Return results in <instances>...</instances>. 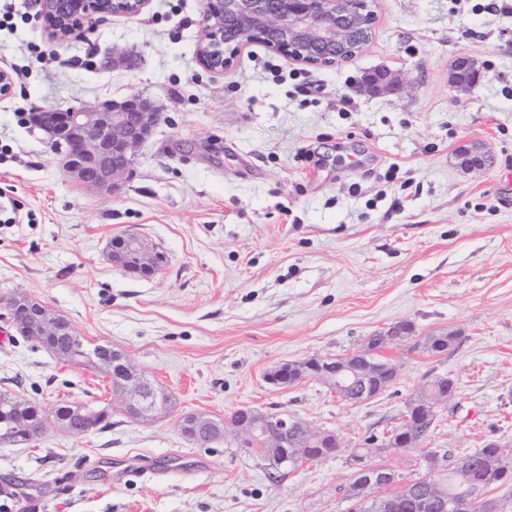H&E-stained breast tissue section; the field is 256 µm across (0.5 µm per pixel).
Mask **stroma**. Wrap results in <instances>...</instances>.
<instances>
[{
  "instance_id": "1",
  "label": "stroma",
  "mask_w": 512,
  "mask_h": 512,
  "mask_svg": "<svg viewBox=\"0 0 512 512\" xmlns=\"http://www.w3.org/2000/svg\"><path fill=\"white\" fill-rule=\"evenodd\" d=\"M150 0L112 15L85 42L56 41L36 63L43 24L0 30V69L24 67L0 98V196L20 219L0 223V297L54 308L92 344L122 351L172 396L169 412L84 435L55 429L0 444V512H348L352 454L401 425L426 381L449 377L427 447L372 454L405 479L439 476L465 448H512V0H375L370 42L355 58L314 66L240 45L231 67L203 68L196 50L205 0ZM125 52L106 71L76 60ZM477 60L481 83L456 92L452 61ZM400 77L397 94L361 91L365 72ZM137 95L161 118L123 191H90L64 172L45 132L19 113ZM493 165L462 170L461 146ZM132 232L164 252L151 279L106 257ZM399 323L394 383L352 405L307 379L280 389L285 361L343 357ZM453 335L433 354L418 339ZM52 415L110 406L104 374L56 359L0 308V392ZM242 407L283 411L343 444L319 462L273 467L235 440L200 448L180 416Z\"/></svg>"
}]
</instances>
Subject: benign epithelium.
<instances>
[{"label": "benign epithelium", "mask_w": 512, "mask_h": 512, "mask_svg": "<svg viewBox=\"0 0 512 512\" xmlns=\"http://www.w3.org/2000/svg\"><path fill=\"white\" fill-rule=\"evenodd\" d=\"M113 0H37L41 15L58 37L70 32L75 19L89 20L112 6ZM375 22L371 0H205L204 22L197 55L200 64L211 69L210 54L218 52L221 67L231 63L227 53L231 45L251 35L273 52L287 54L310 65H328L354 58L369 42ZM362 88L372 94L396 93L403 88L401 79L387 70H374L365 76ZM37 122L49 131L51 146L61 157L63 168L78 182L106 194L122 190L131 173L137 151L160 120V112L149 101L134 96L104 104L78 103L36 113ZM137 262L126 270L131 276H154L158 273L152 250L134 233L113 237L108 257L118 267L129 254ZM17 329L47 346L64 336L70 350L85 355V339L67 318L35 299L19 301L13 296L0 299ZM362 362L349 358H317L313 361H288L275 368L286 388L307 378L320 376L336 394L352 403H362L379 394L370 388V378L378 364L370 360L373 352H357ZM93 367L117 375H133L125 354L103 346ZM112 408L129 418L153 417L168 410L157 395L147 392L141 379H129L112 394ZM94 411L72 404L53 414L52 424L76 434L91 421ZM183 436L192 444L208 447L233 436L245 444L264 439L270 454L281 464L299 459L298 445L290 442L296 419L281 412L260 411L251 407L221 419L189 414L180 420ZM386 448H423V443L403 429L384 436ZM423 456L434 463L436 456L423 448ZM393 474L386 467L364 466L359 469L354 499L374 505L376 512H398L399 502L380 499L381 490ZM411 494L429 505L428 512H471L465 498H447L433 490V484L416 486Z\"/></svg>", "instance_id": "benign-epithelium-1"}]
</instances>
